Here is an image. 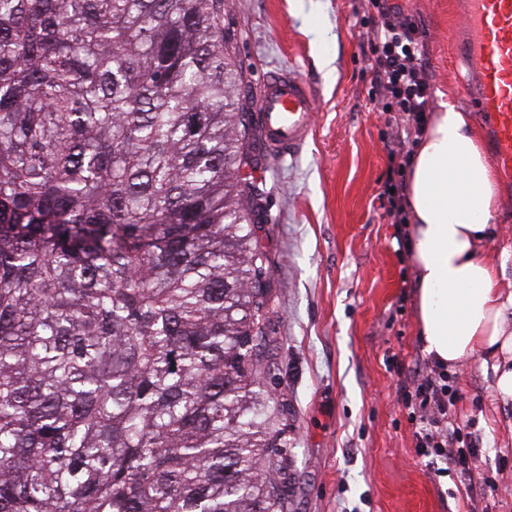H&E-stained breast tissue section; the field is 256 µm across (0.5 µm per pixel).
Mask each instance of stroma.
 Returning <instances> with one entry per match:
<instances>
[{
    "mask_svg": "<svg viewBox=\"0 0 512 512\" xmlns=\"http://www.w3.org/2000/svg\"><path fill=\"white\" fill-rule=\"evenodd\" d=\"M426 34L432 110L462 76L448 0H392ZM366 0H224V31L255 111L263 79L296 70L317 101L313 132L293 157L267 155L257 122L248 146L263 191L257 235L268 262L263 310L276 365L265 376L285 406L289 512H512V402L491 368L450 371L457 419L480 443L488 485L472 496L455 473L425 465L402 399L428 356L418 330L409 227L378 195L393 117L367 103Z\"/></svg>",
    "mask_w": 512,
    "mask_h": 512,
    "instance_id": "1",
    "label": "stroma"
}]
</instances>
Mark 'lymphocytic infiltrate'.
I'll return each instance as SVG.
<instances>
[{
    "instance_id": "obj_1",
    "label": "lymphocytic infiltrate",
    "mask_w": 512,
    "mask_h": 512,
    "mask_svg": "<svg viewBox=\"0 0 512 512\" xmlns=\"http://www.w3.org/2000/svg\"><path fill=\"white\" fill-rule=\"evenodd\" d=\"M369 5L373 27L368 99L382 111L401 117L400 132L386 145L391 175L385 187L387 215L393 223L403 224L407 221L404 205L409 146L423 134L432 94L427 45L412 15L396 10L391 0H369ZM446 378L444 371L429 369L405 392L421 421L417 446L431 463L445 464L473 483L477 480L479 450L462 440V429L456 423V397L449 393Z\"/></svg>"
}]
</instances>
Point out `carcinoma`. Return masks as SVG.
Segmentation results:
<instances>
[{
	"label": "carcinoma",
	"instance_id": "cac0c4a2",
	"mask_svg": "<svg viewBox=\"0 0 512 512\" xmlns=\"http://www.w3.org/2000/svg\"><path fill=\"white\" fill-rule=\"evenodd\" d=\"M224 0H0V512H284Z\"/></svg>",
	"mask_w": 512,
	"mask_h": 512
}]
</instances>
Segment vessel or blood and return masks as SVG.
Returning a JSON list of instances; mask_svg holds the SVG:
<instances>
[{"label": "vessel or blood", "instance_id": "1", "mask_svg": "<svg viewBox=\"0 0 512 512\" xmlns=\"http://www.w3.org/2000/svg\"><path fill=\"white\" fill-rule=\"evenodd\" d=\"M450 8L463 33L457 53L468 71L455 91L472 102L499 176L511 183L512 0H452ZM313 112V90L299 73L267 74L257 111L266 151L295 154L313 129Z\"/></svg>", "mask_w": 512, "mask_h": 512}]
</instances>
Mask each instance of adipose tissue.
<instances>
[{
    "label": "adipose tissue",
    "instance_id": "adipose-tissue-1",
    "mask_svg": "<svg viewBox=\"0 0 512 512\" xmlns=\"http://www.w3.org/2000/svg\"><path fill=\"white\" fill-rule=\"evenodd\" d=\"M497 177L467 113L442 103L409 161L408 248L415 265L418 328L428 354L456 368L489 364L501 400H512V253L488 260Z\"/></svg>",
    "mask_w": 512,
    "mask_h": 512
}]
</instances>
